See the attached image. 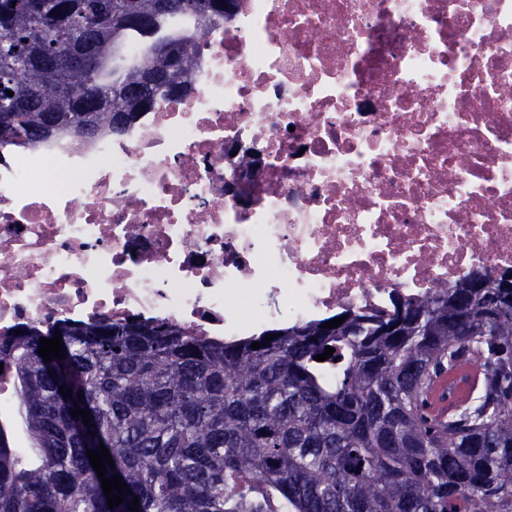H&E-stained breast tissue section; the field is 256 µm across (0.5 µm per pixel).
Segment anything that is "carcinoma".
Returning <instances> with one entry per match:
<instances>
[{
  "mask_svg": "<svg viewBox=\"0 0 512 512\" xmlns=\"http://www.w3.org/2000/svg\"><path fill=\"white\" fill-rule=\"evenodd\" d=\"M226 3L0 0V143L122 132L189 82ZM79 48L95 65L50 80L29 57ZM486 279L222 342L134 316L0 338L31 448L0 424V512H130L135 497L139 512H512V269ZM52 329L66 358L46 363ZM465 363L479 385L427 415L434 379ZM102 444L105 477L131 490L112 509L87 455Z\"/></svg>",
  "mask_w": 512,
  "mask_h": 512,
  "instance_id": "cac0c4a2",
  "label": "carcinoma"
}]
</instances>
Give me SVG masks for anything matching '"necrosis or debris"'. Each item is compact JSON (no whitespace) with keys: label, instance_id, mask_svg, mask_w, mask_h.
Returning <instances> with one entry per match:
<instances>
[{"label":"necrosis or debris","instance_id":"1","mask_svg":"<svg viewBox=\"0 0 512 512\" xmlns=\"http://www.w3.org/2000/svg\"><path fill=\"white\" fill-rule=\"evenodd\" d=\"M190 86L0 144V334L220 340L512 268V0H236Z\"/></svg>","mask_w":512,"mask_h":512}]
</instances>
